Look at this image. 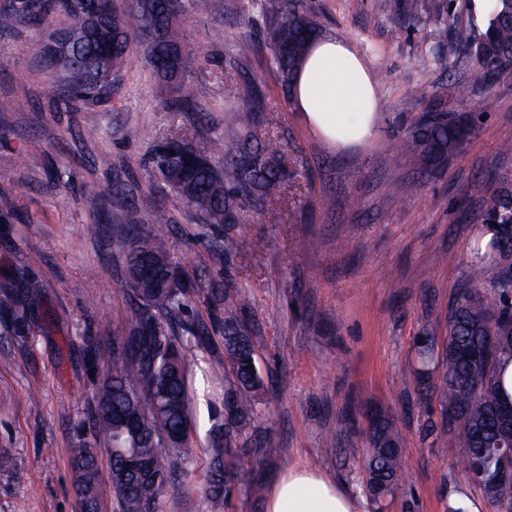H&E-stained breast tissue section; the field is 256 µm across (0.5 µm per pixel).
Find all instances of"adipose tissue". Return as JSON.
I'll return each instance as SVG.
<instances>
[{"label": "adipose tissue", "instance_id": "1", "mask_svg": "<svg viewBox=\"0 0 512 512\" xmlns=\"http://www.w3.org/2000/svg\"><path fill=\"white\" fill-rule=\"evenodd\" d=\"M293 103L326 142L351 146L373 139L381 105L372 75L352 46L325 35L312 43L294 81ZM263 512H363L360 500L324 469L294 464L269 485Z\"/></svg>", "mask_w": 512, "mask_h": 512}]
</instances>
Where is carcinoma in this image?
Segmentation results:
<instances>
[{
    "label": "carcinoma",
    "instance_id": "cac0c4a2",
    "mask_svg": "<svg viewBox=\"0 0 512 512\" xmlns=\"http://www.w3.org/2000/svg\"><path fill=\"white\" fill-rule=\"evenodd\" d=\"M80 0H15L0 11V30L18 23L48 34L57 29L56 16H68ZM263 25L259 40H241L237 60L246 65L259 48L267 49L280 89L292 94V81L309 42L323 34L320 17L304 0H261ZM194 7V0H114L112 18L84 25L76 38L78 51L57 60L61 84L57 95L67 101L103 95L96 87L69 81L75 69L113 72L126 61L130 41L145 43L159 31L171 44L182 42L180 21ZM391 18L401 24L416 23L427 15L434 19L431 52L436 54L453 39L460 47L477 81L509 78L512 71V0H490L481 27L460 23L442 0H385ZM154 74L167 83L169 108L192 114L193 129L156 144L152 163L162 180L191 207L202 224H233L246 206L264 204L278 186L288 183V168L279 142L260 139L255 129L265 112L266 93L255 81L243 77L239 102L227 109L236 113L239 132L229 145L220 135L197 132L205 113L196 111L208 98L205 80L186 81L199 59L186 49L171 64L160 55L151 61ZM474 122L458 112L448 121L414 124L401 148L415 158L423 177L444 164L446 153L466 144ZM486 220L497 224L496 236L484 248L475 247L469 284L448 308L447 336L443 349L437 338L420 337L417 347L422 367L416 381L424 394L426 435H444L463 448L467 477L479 486L491 512H512V492L500 491L504 458L495 448L498 411L512 403L500 399L497 368L501 357L512 355V278L501 269L502 227L512 225V192L492 183H480ZM169 223L165 210L156 209L146 220L135 207L126 209L122 248L127 275L149 260L162 272L151 288H133L129 279L117 284L130 299L124 332L105 325L83 339L87 364L94 374L90 416L76 425L69 448L72 489L82 509L103 512L104 493L110 491L113 512H162L172 501L176 512H224L238 494L243 466L250 457L271 459L280 444L266 433L251 441L249 430L261 396L272 381L263 378L257 365L256 345L248 325L250 304L245 292L233 286L203 287V280L189 277L170 252L165 235L144 231L146 222ZM492 286L498 301L487 300ZM45 283L21 280L0 290V311L30 318L28 330L40 331L39 308ZM207 292V318L188 323L184 313L193 295ZM497 323L493 347L485 328ZM221 335L224 346V404L233 414L217 412L206 430V465L195 484L175 477L178 466L191 461L198 447V429L191 408L188 365L191 348L210 340V331ZM468 350L488 352L487 360L472 361ZM363 486L376 504L405 482L401 435L392 413L376 409L370 429L362 432ZM108 456V469L99 465V454ZM0 474L23 481V472L8 452L0 453Z\"/></svg>",
    "mask_w": 512,
    "mask_h": 512
}]
</instances>
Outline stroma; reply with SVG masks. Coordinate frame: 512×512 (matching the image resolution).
<instances>
[{
    "mask_svg": "<svg viewBox=\"0 0 512 512\" xmlns=\"http://www.w3.org/2000/svg\"><path fill=\"white\" fill-rule=\"evenodd\" d=\"M326 33L346 40L371 73L382 107L378 135L339 149L315 134L276 87L267 50L247 63L265 85L268 109L259 138H276L297 176L274 190L264 208L240 211L232 228L202 224L156 180L151 149L180 133L181 113L169 110L139 41L103 99L62 103L56 80L41 63L42 37L19 26L0 32V195L15 208L0 213V287L20 276L46 281L43 303L52 314L45 332L20 336L0 320V451L27 473L21 486L0 474V512H82L70 482L73 426L92 403L83 336L100 321L123 329L129 303L116 283L125 275L120 204L170 216L171 251L186 270L243 288L262 375L284 382L258 407L257 433L280 442L261 482L242 485L229 512H261L267 485L288 465L329 471L360 493L361 441L352 420L366 408L390 409L403 438L409 481L364 512H448L458 495L482 500L460 465L461 450L423 434L426 421L414 376L421 360L415 338L444 335L448 307L470 278L469 252L485 223L477 184L512 190V79L474 81L469 62L447 45L430 50L432 21H392L384 0H308ZM248 0H196L182 20L184 42L200 55L212 92L204 132L237 136L225 101L235 93L236 43L259 30ZM472 85L465 111L480 115L466 148L436 179H420L416 162L399 149L408 128L430 104L452 102L453 87ZM422 84L425 100L410 90ZM97 126L88 139L85 130ZM42 149L30 153L29 142ZM410 198L391 202L406 184ZM239 241L235 256L217 245L225 232ZM219 337L195 348L191 366L195 414L206 431L212 407L224 398ZM336 434L347 457L323 452Z\"/></svg>",
    "mask_w": 512,
    "mask_h": 512,
    "instance_id": "1",
    "label": "stroma"
}]
</instances>
